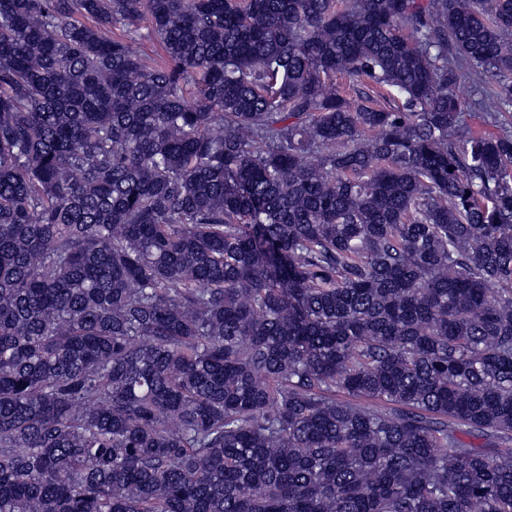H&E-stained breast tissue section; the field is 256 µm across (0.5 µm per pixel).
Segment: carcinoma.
<instances>
[{"label":"carcinoma","mask_w":512,"mask_h":512,"mask_svg":"<svg viewBox=\"0 0 512 512\" xmlns=\"http://www.w3.org/2000/svg\"><path fill=\"white\" fill-rule=\"evenodd\" d=\"M511 35L0 0V512H512ZM466 121L470 128L477 133L512 131V108H509V112L506 113L505 117L501 118V121L496 124L497 126L488 122L484 112H481L477 108L466 111Z\"/></svg>","instance_id":"carcinoma-1"}]
</instances>
